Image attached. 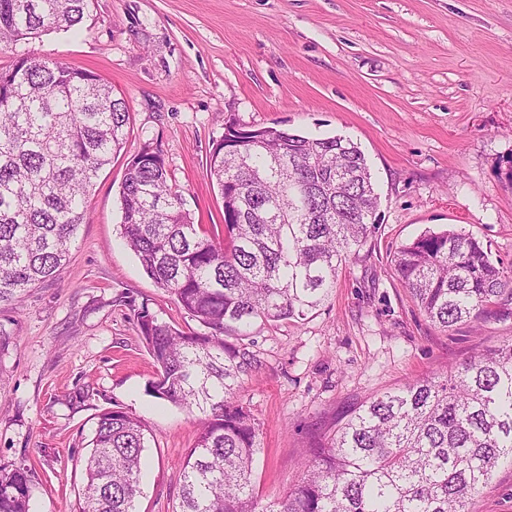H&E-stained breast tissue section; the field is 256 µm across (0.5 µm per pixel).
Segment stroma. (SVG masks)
Here are the masks:
<instances>
[{
    "instance_id": "stroma-1",
    "label": "stroma",
    "mask_w": 512,
    "mask_h": 512,
    "mask_svg": "<svg viewBox=\"0 0 512 512\" xmlns=\"http://www.w3.org/2000/svg\"><path fill=\"white\" fill-rule=\"evenodd\" d=\"M23 53L100 75L132 116L59 280L0 303V466L31 467L29 512H74L97 417L112 408L150 433L137 512L178 508L199 415L148 393L156 367L123 303L188 324L120 235L119 187L144 144L162 149L209 231L224 223L208 171L229 119L350 139L373 175L377 227L330 296L244 339L260 362L237 393L260 425V507L368 397L512 338V308L436 326L392 265L400 245L452 227L512 269V0H94L79 32L19 41L0 69ZM469 509L512 512V462Z\"/></svg>"
}]
</instances>
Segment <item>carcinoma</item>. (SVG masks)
Masks as SVG:
<instances>
[{
  "label": "carcinoma",
  "mask_w": 512,
  "mask_h": 512,
  "mask_svg": "<svg viewBox=\"0 0 512 512\" xmlns=\"http://www.w3.org/2000/svg\"><path fill=\"white\" fill-rule=\"evenodd\" d=\"M93 0H0V47L80 28ZM130 131L124 99L92 72L35 55L0 71V302L60 278L99 172ZM209 176L224 235L192 221L162 151L145 146L120 188L121 234L145 273L198 330L128 298L156 367L148 392L204 414L181 468L177 512H469L500 459L512 458V340L445 375L368 399L300 466L275 509L252 484L259 425L237 402L258 367L238 342L255 321L303 319L367 243L378 197L365 156L340 137L308 138L230 121ZM394 271L420 311L450 328L512 297V270L476 238L427 231ZM145 424L100 413L75 512H134ZM30 469L0 467V512H29Z\"/></svg>",
  "instance_id": "obj_1"
}]
</instances>
